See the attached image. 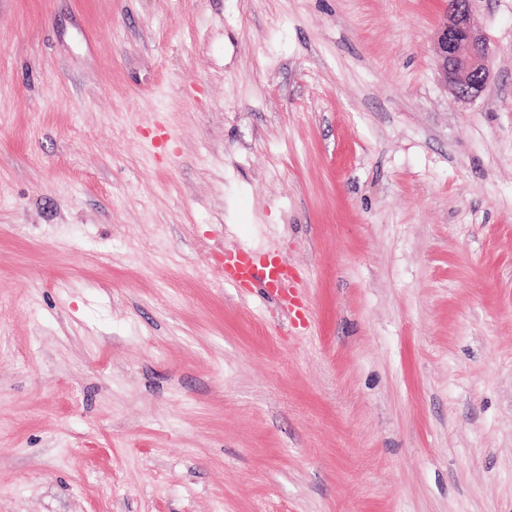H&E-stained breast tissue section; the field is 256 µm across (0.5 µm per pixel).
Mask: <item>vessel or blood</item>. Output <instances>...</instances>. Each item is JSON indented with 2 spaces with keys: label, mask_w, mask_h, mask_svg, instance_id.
<instances>
[{
  "label": "vessel or blood",
  "mask_w": 512,
  "mask_h": 512,
  "mask_svg": "<svg viewBox=\"0 0 512 512\" xmlns=\"http://www.w3.org/2000/svg\"><path fill=\"white\" fill-rule=\"evenodd\" d=\"M224 280L238 288L261 283L269 286L277 302L287 304L292 279L287 262L270 252L237 248L224 253Z\"/></svg>",
  "instance_id": "1"
}]
</instances>
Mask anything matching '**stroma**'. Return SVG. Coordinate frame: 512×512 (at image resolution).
I'll return each mask as SVG.
<instances>
[{
	"label": "stroma",
	"mask_w": 512,
	"mask_h": 512,
	"mask_svg": "<svg viewBox=\"0 0 512 512\" xmlns=\"http://www.w3.org/2000/svg\"><path fill=\"white\" fill-rule=\"evenodd\" d=\"M447 2L0 0V512H512V0L468 102ZM224 282L236 288L261 283L271 288L277 302L288 310V284L293 278L288 263L271 252L237 248L224 250Z\"/></svg>",
	"instance_id": "obj_1"
}]
</instances>
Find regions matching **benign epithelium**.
<instances>
[{
  "label": "benign epithelium",
  "instance_id": "obj_1",
  "mask_svg": "<svg viewBox=\"0 0 512 512\" xmlns=\"http://www.w3.org/2000/svg\"><path fill=\"white\" fill-rule=\"evenodd\" d=\"M435 44L438 70L452 93L465 102L477 97L490 78L489 50L470 0H448Z\"/></svg>",
  "mask_w": 512,
  "mask_h": 512
}]
</instances>
